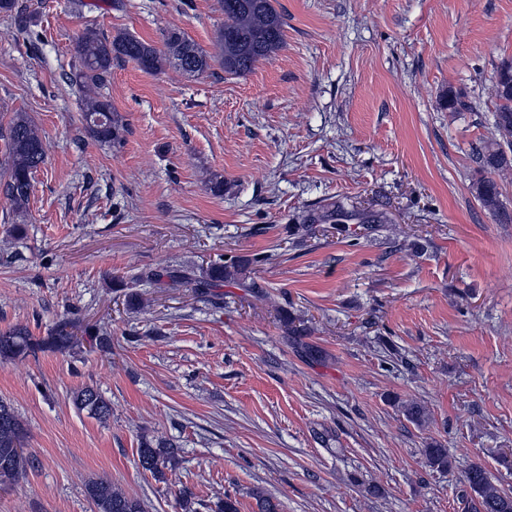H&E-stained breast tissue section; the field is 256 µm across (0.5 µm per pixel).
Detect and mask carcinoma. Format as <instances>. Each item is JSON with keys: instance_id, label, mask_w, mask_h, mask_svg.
Instances as JSON below:
<instances>
[{"instance_id": "1", "label": "carcinoma", "mask_w": 512, "mask_h": 512, "mask_svg": "<svg viewBox=\"0 0 512 512\" xmlns=\"http://www.w3.org/2000/svg\"><path fill=\"white\" fill-rule=\"evenodd\" d=\"M277 0H220L224 25L216 30L214 52L209 53L185 34L171 28L164 35L165 50L133 35L121 33L110 37L94 27L85 28L77 38L76 54L79 65L75 72L63 76L69 83L80 86L82 93L84 131L89 138L109 143L120 139L124 124L112 103L103 93L112 75V62L123 59L134 62L145 72L154 73L171 64L185 74L200 75L218 66L227 75L241 76L252 71L255 64L279 50L285 42L287 21L276 7ZM498 104L494 115L495 141L477 151L476 161L486 176L473 183V191L481 206L496 214L503 223L512 222V215L501 208L500 187L490 173L512 168V62L504 61L496 76ZM4 140L9 174L3 184L5 196L15 210L23 212L32 190L35 173L44 164L45 147L38 131L24 112H16L7 126L0 130ZM357 220L370 232L377 231L381 217L373 211H346L341 206L325 215L310 218L319 220ZM168 278L172 286L192 288L205 293L221 288L233 280L245 285V266L213 265L199 274L192 267H179L162 275L147 272L144 278L154 285H162ZM75 322L59 325L45 337L31 336L27 328L17 326L0 332V362L12 361L49 350L62 355L76 353L84 341L97 348L111 345V337L103 334L86 338L74 333ZM72 403L80 412L105 423L112 415V404L91 386L73 392ZM406 418L421 425L427 422L426 408L417 402L403 405ZM176 445L165 440L142 439L138 448L140 466L154 475L175 458ZM429 467L448 470V452L445 448L430 446L424 449ZM36 458L24 451V428L13 405L0 398V485H7ZM469 487L478 497L475 512H512V495L501 491L491 480L486 469L476 464L465 475ZM86 494L96 512H145L144 502L127 495L106 480H92L86 484Z\"/></svg>"}]
</instances>
